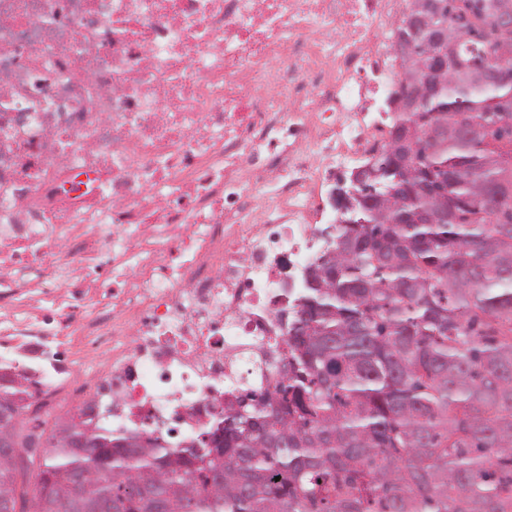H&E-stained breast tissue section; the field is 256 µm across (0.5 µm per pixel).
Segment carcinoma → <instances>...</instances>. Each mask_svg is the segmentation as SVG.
I'll use <instances>...</instances> for the list:
<instances>
[{"label":"carcinoma","mask_w":512,"mask_h":512,"mask_svg":"<svg viewBox=\"0 0 512 512\" xmlns=\"http://www.w3.org/2000/svg\"><path fill=\"white\" fill-rule=\"evenodd\" d=\"M441 2L448 73L337 189L277 385L173 447L106 407L30 426L3 378L0 512H62L77 478L115 512H512V86L481 78L512 0Z\"/></svg>","instance_id":"1"}]
</instances>
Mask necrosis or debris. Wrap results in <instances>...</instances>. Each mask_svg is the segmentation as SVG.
<instances>
[{
	"label": "necrosis or debris",
	"mask_w": 512,
	"mask_h": 512,
	"mask_svg": "<svg viewBox=\"0 0 512 512\" xmlns=\"http://www.w3.org/2000/svg\"><path fill=\"white\" fill-rule=\"evenodd\" d=\"M407 2L0 0V363L39 410L188 439L278 382L312 189L382 141Z\"/></svg>",
	"instance_id": "1"
}]
</instances>
